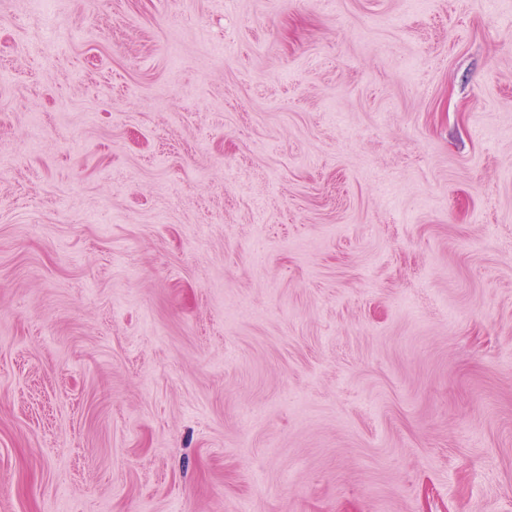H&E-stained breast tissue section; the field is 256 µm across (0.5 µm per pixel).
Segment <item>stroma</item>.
<instances>
[{
    "mask_svg": "<svg viewBox=\"0 0 512 512\" xmlns=\"http://www.w3.org/2000/svg\"><path fill=\"white\" fill-rule=\"evenodd\" d=\"M0 512H512V0H0Z\"/></svg>",
    "mask_w": 512,
    "mask_h": 512,
    "instance_id": "obj_1",
    "label": "stroma"
}]
</instances>
